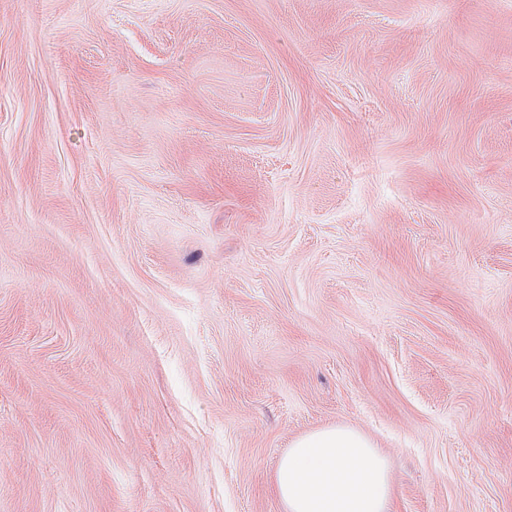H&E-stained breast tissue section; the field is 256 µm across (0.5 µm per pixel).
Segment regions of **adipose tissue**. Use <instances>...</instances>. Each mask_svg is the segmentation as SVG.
<instances>
[{
	"mask_svg": "<svg viewBox=\"0 0 512 512\" xmlns=\"http://www.w3.org/2000/svg\"><path fill=\"white\" fill-rule=\"evenodd\" d=\"M274 488L287 512H391L387 461L364 434L342 424L295 439Z\"/></svg>",
	"mask_w": 512,
	"mask_h": 512,
	"instance_id": "1",
	"label": "adipose tissue"
}]
</instances>
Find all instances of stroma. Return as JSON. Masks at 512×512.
Instances as JSON below:
<instances>
[{"instance_id":"stroma-1","label":"stroma","mask_w":512,"mask_h":512,"mask_svg":"<svg viewBox=\"0 0 512 512\" xmlns=\"http://www.w3.org/2000/svg\"><path fill=\"white\" fill-rule=\"evenodd\" d=\"M512 512V0H0V512ZM274 488L287 512H391L387 461L364 434L342 424L295 439Z\"/></svg>"}]
</instances>
